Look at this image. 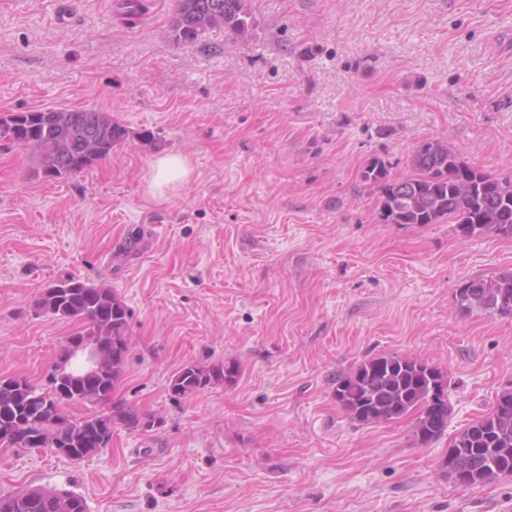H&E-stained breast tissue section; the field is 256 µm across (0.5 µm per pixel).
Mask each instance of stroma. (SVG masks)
Masks as SVG:
<instances>
[{
    "instance_id": "35a3bbf8",
    "label": "stroma",
    "mask_w": 512,
    "mask_h": 512,
    "mask_svg": "<svg viewBox=\"0 0 512 512\" xmlns=\"http://www.w3.org/2000/svg\"><path fill=\"white\" fill-rule=\"evenodd\" d=\"M0 0V113H110L130 138L78 174L44 176L0 144V377L43 385L79 323L41 311L53 282L112 289L129 312L116 426L81 460L0 448V496L52 487L88 512H512V475L465 487L452 438L512 391V317L459 312L473 278L512 270V238L386 224L361 179L409 174L424 140L512 172V0H251V37L174 42L175 0ZM152 131L155 145L136 134ZM190 182L147 183L158 152ZM135 252L126 253L130 238ZM448 376V429L359 425L336 374L372 356ZM238 382L170 392L184 365ZM190 176L191 167L186 156L180 153L161 154L152 163L148 188L153 195L163 196L167 191L186 184ZM102 419L105 422L108 434H112V420L115 424H122L129 430H137L138 428L144 430L146 424H154L152 420L141 417L134 410L121 406H113L112 414L104 413Z\"/></svg>"
}]
</instances>
